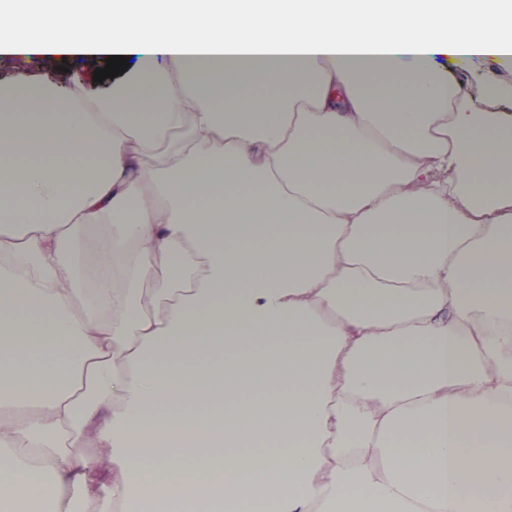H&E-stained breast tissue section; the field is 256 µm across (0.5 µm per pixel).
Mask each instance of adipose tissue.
I'll list each match as a JSON object with an SVG mask.
<instances>
[{
    "label": "adipose tissue",
    "instance_id": "obj_1",
    "mask_svg": "<svg viewBox=\"0 0 512 512\" xmlns=\"http://www.w3.org/2000/svg\"><path fill=\"white\" fill-rule=\"evenodd\" d=\"M0 54L141 64L0 88V512H512V113L455 69L512 0H0Z\"/></svg>",
    "mask_w": 512,
    "mask_h": 512
}]
</instances>
